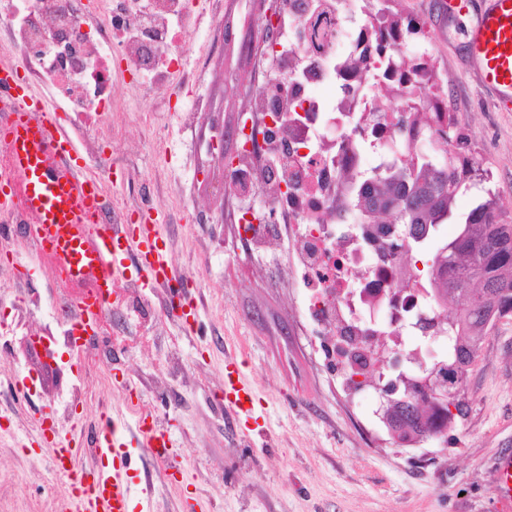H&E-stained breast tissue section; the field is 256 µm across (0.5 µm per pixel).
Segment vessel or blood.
Listing matches in <instances>:
<instances>
[{"label":"vessel or blood","mask_w":512,"mask_h":512,"mask_svg":"<svg viewBox=\"0 0 512 512\" xmlns=\"http://www.w3.org/2000/svg\"><path fill=\"white\" fill-rule=\"evenodd\" d=\"M468 56L481 86L502 104L512 103V0H490L469 35ZM0 149L8 162L0 166V237L14 225H29L27 239L36 259H51L75 283H91L94 292L67 312L66 320L80 348L94 345L101 317L112 304V290L122 280L139 288L167 293L166 313L183 326L196 315V294L189 279L174 277L168 253L160 246L159 218L145 212L136 224H104L98 219L103 185L87 174V164L73 138L35 87L17 79V68L0 63ZM224 407L245 420L255 419L256 395L237 360L224 367ZM32 447H50L55 473L71 495L65 512H130L131 479L126 431L103 419L93 440L98 468L78 465L84 441L77 430L55 424L51 406L31 416ZM136 440L152 456L170 462L165 429L143 414ZM500 501L512 506V455L503 457L495 474Z\"/></svg>","instance_id":"b4317fda"}]
</instances>
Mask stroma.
I'll use <instances>...</instances> for the list:
<instances>
[{
    "instance_id": "1",
    "label": "stroma",
    "mask_w": 512,
    "mask_h": 512,
    "mask_svg": "<svg viewBox=\"0 0 512 512\" xmlns=\"http://www.w3.org/2000/svg\"><path fill=\"white\" fill-rule=\"evenodd\" d=\"M486 0L452 10L448 0H399L425 35L407 56L427 54L445 104L489 173L486 184L512 220V111L499 109L477 82L465 55V31ZM266 0H221L220 14H192L177 98L135 88L112 76L113 110L94 127L76 114L65 125L78 146L99 138L125 171L114 178L101 159L91 172L131 208H153L178 273L196 270L200 332L164 315L163 295L143 291L153 319L115 315L118 341L99 345L100 367L86 370L65 342L51 272L35 265L25 289L0 288V378L33 375L26 398L0 395V512H62L69 489L52 469L51 452L27 447L29 413L48 404L62 428L80 419L93 437L101 413L135 430L141 412L167 427L177 468L132 448L153 490L131 486L133 512H503L493 473L512 453V317L490 330L471 367L465 415L445 435L417 446L393 443L372 408L350 404L335 368L309 324L304 290L287 266L288 244L258 255L239 234L238 197L209 150L224 128V151L273 66L254 39ZM194 107L185 119L183 107ZM245 363L260 397L258 424L224 408V356Z\"/></svg>"
}]
</instances>
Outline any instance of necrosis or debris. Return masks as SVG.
Returning a JSON list of instances; mask_svg holds the SVG:
<instances>
[{"label":"necrosis or debris","instance_id":"obj_1","mask_svg":"<svg viewBox=\"0 0 512 512\" xmlns=\"http://www.w3.org/2000/svg\"><path fill=\"white\" fill-rule=\"evenodd\" d=\"M293 13L289 5L277 9L276 37L268 48L276 74L264 81L237 127L238 148L226 168L227 179L260 195L258 207L239 211L243 238L263 254L275 223L287 224L308 310L327 334L394 329L406 313L425 312L421 292L400 287L403 267L380 262L352 225L336 221L345 193L336 168L363 163L356 147L337 151L336 132L345 127L350 108L364 102L369 78L361 70L349 72L341 104L316 93L318 86H335L336 62L353 47L351 25L363 27L370 19L342 18L338 35L321 52L291 37ZM189 17V0H108L103 8L94 0L77 8L72 0H0V25L8 34L1 49L18 58L24 81L61 94L64 111L101 117L112 110V73L119 69L149 90L175 94L182 39L171 24ZM292 96L303 99V111H289Z\"/></svg>","mask_w":512,"mask_h":512}]
</instances>
